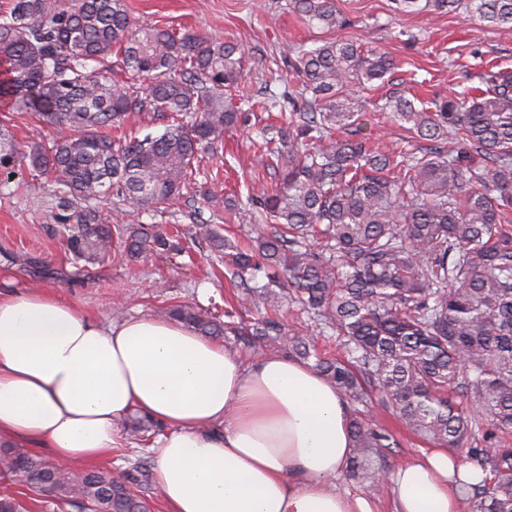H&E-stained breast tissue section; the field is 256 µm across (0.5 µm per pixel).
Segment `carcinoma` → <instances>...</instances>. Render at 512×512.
Masks as SVG:
<instances>
[{
    "label": "carcinoma",
    "instance_id": "cac0c4a2",
    "mask_svg": "<svg viewBox=\"0 0 512 512\" xmlns=\"http://www.w3.org/2000/svg\"><path fill=\"white\" fill-rule=\"evenodd\" d=\"M401 13L454 12L512 28V0H394ZM309 24L336 30V0H288ZM303 84L288 105L269 93L283 126L265 137L278 182L251 195L245 211L269 231L250 249L202 217L171 234L112 223L99 198L132 210L175 203L198 157L216 154L239 110L228 90L243 77L235 43L168 28L130 30L124 0H12L0 13V102L71 135L22 150L0 130V186L26 167L44 177L68 260L107 261L113 246L136 261L182 253L203 238L221 254L224 275L255 308L293 301L332 331L337 354L317 352L283 320L235 328L208 309L174 305L165 315L203 336H238L249 347L286 343L336 385L352 406L357 450L348 469L374 482L400 444L362 418L373 404L422 439L461 451L487 474L470 487L465 512H512V70H463L446 100L391 96L385 108L407 148L382 151L361 135L365 94L398 67L392 55L349 38L292 50ZM143 79L110 81L90 63ZM152 112L163 129L113 137L131 113ZM146 463L115 475L60 468L24 448L0 450V512H150ZM17 486L19 491L10 490Z\"/></svg>",
    "mask_w": 512,
    "mask_h": 512
}]
</instances>
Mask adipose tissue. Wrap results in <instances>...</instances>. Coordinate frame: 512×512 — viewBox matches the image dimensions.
Here are the masks:
<instances>
[{
  "label": "adipose tissue",
  "mask_w": 512,
  "mask_h": 512,
  "mask_svg": "<svg viewBox=\"0 0 512 512\" xmlns=\"http://www.w3.org/2000/svg\"><path fill=\"white\" fill-rule=\"evenodd\" d=\"M138 412L168 426L154 479L168 512H378L338 490L354 452L349 411L309 365L251 364L170 320L99 323L53 292H0V446L62 464L126 447ZM484 472L434 448L387 479L390 512H459Z\"/></svg>",
  "instance_id": "adipose-tissue-1"
}]
</instances>
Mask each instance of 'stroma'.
I'll return each mask as SVG.
<instances>
[{
  "label": "stroma",
  "mask_w": 512,
  "mask_h": 512,
  "mask_svg": "<svg viewBox=\"0 0 512 512\" xmlns=\"http://www.w3.org/2000/svg\"><path fill=\"white\" fill-rule=\"evenodd\" d=\"M287 0H125L133 26L169 27L236 43L248 49L242 84L246 93L265 90L284 94L297 88L300 78L289 64L292 47H314L325 39L323 30L308 26L287 11ZM347 20L339 36L362 39L392 54L399 67L392 84L368 92L365 133L389 146L400 143L401 132L378 106L386 96L402 93L422 100L447 98L457 89L458 67L476 65L478 59H495L512 68V28H493L474 20L463 22L457 14H398L393 0H336ZM481 58H473L472 50ZM276 115L252 111L245 123L226 131L224 150L199 157L191 185V199L174 205L159 204L140 214L127 215L126 223L152 224L170 231L192 224L194 210L216 216L223 234L246 246L258 233L257 225L229 209L231 200L245 199L249 189L270 186L267 160L253 143L262 128L277 124ZM185 253L148 255L128 261L113 251L108 263L77 269L67 261L65 244L54 222V211L40 190L0 188V281L16 291H51L64 302L100 322L116 317L163 315L173 304L232 310L235 321L250 325L259 317L254 307H241L207 242L186 241ZM369 417L391 431L401 446L396 464L413 460L431 444L409 433L382 407H372Z\"/></svg>",
  "instance_id": "stroma-1"
}]
</instances>
